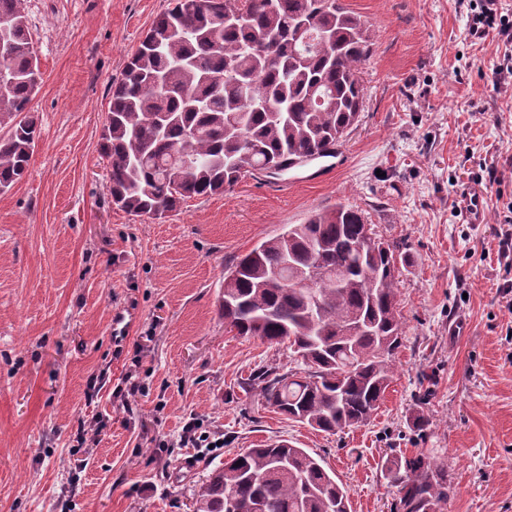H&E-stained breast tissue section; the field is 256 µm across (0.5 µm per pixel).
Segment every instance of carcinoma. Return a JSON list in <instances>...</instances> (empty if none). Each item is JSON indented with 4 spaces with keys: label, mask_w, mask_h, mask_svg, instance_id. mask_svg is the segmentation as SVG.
<instances>
[{
    "label": "carcinoma",
    "mask_w": 512,
    "mask_h": 512,
    "mask_svg": "<svg viewBox=\"0 0 512 512\" xmlns=\"http://www.w3.org/2000/svg\"><path fill=\"white\" fill-rule=\"evenodd\" d=\"M307 26L310 42L295 38ZM260 40L271 53L252 50ZM369 22L341 0H174L112 88L102 150L112 203L161 218L192 197L224 192L245 172L278 175L336 154L363 105L359 66ZM0 191L27 172L40 131L27 107L41 83L23 0H0ZM365 250H357L361 241ZM399 246L375 237L350 206L290 224L224 274L221 315L239 336L288 343L299 371L249 376L274 412L336 434L366 424L393 378L402 344ZM339 270L301 285L316 260ZM395 512L442 508L448 468L430 456L383 463ZM193 512H350L324 461L286 441L223 461L193 493Z\"/></svg>",
    "instance_id": "carcinoma-1"
}]
</instances>
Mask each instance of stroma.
Wrapping results in <instances>:
<instances>
[{"mask_svg":"<svg viewBox=\"0 0 512 512\" xmlns=\"http://www.w3.org/2000/svg\"><path fill=\"white\" fill-rule=\"evenodd\" d=\"M344 3L373 40L334 166L248 173L154 220L113 204L100 144L112 87L171 0H24L41 136L0 193V512H191L212 464L280 440L335 472L351 512H392L381 465L418 453L448 466L442 512H512V313L495 236L512 201V95L492 73L505 45L470 35L472 0ZM483 158L498 182L480 180ZM339 203L399 243L404 333L370 422L328 434L241 389L260 366L298 363L228 332L220 305L237 258ZM127 305L139 319L116 344L112 311ZM137 358L142 390L126 401L114 389ZM193 417L223 448L181 444ZM82 425L98 434L77 453Z\"/></svg>","mask_w":512,"mask_h":512,"instance_id":"stroma-1","label":"stroma"}]
</instances>
